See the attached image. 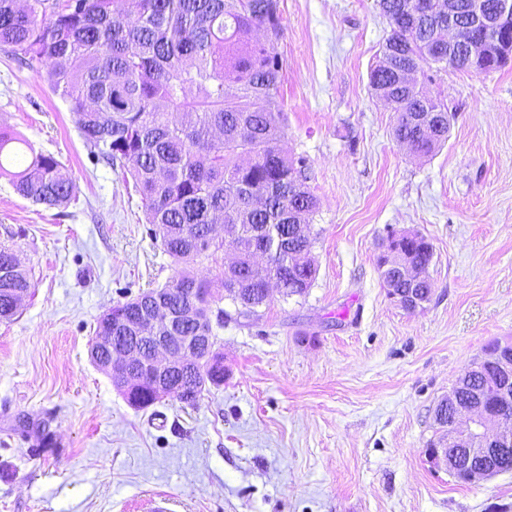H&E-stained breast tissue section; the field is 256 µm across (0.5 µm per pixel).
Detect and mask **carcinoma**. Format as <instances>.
Here are the masks:
<instances>
[{
	"label": "carcinoma",
	"mask_w": 512,
	"mask_h": 512,
	"mask_svg": "<svg viewBox=\"0 0 512 512\" xmlns=\"http://www.w3.org/2000/svg\"><path fill=\"white\" fill-rule=\"evenodd\" d=\"M0 0V46L36 71L64 99L85 142L111 165L127 169L139 193L151 234L180 266L162 287L211 288L188 269L205 259L221 267V287L239 289L257 313L270 284L288 296L311 288L317 266H288L280 245L286 229L309 223L317 206L307 186V161L278 146L286 117L279 101L285 68L275 47L282 32L279 0ZM392 30L371 70L373 94L396 112L397 142L427 156L444 141L419 133V119L440 110L405 72L420 67L489 72L506 64L448 60L434 38L441 0H380ZM20 142L0 128V176L24 198L66 207L72 182L50 153L26 144L31 157L19 171L1 160ZM232 224L230 238L210 225ZM239 260L224 268V250ZM32 288L29 271L0 243V321L19 308L16 290ZM224 380L200 371L179 401L193 406L206 386Z\"/></svg>",
	"instance_id": "obj_1"
}]
</instances>
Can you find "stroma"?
<instances>
[{"instance_id":"35a3bbf8","label":"stroma","mask_w":512,"mask_h":512,"mask_svg":"<svg viewBox=\"0 0 512 512\" xmlns=\"http://www.w3.org/2000/svg\"><path fill=\"white\" fill-rule=\"evenodd\" d=\"M280 10V147L309 164L318 272L305 296L271 288L259 316L217 328L226 377L193 407L135 410L90 362L100 315L176 266L130 176L0 48V127L52 153L75 195L50 208L0 176V242L34 284L0 322V512H150L160 494L168 512H512V471L467 484L425 455L436 403L490 341H512V63L436 72L424 90L448 106V140L416 156L368 86L391 31L378 0ZM390 226L433 246L414 312L377 267Z\"/></svg>"}]
</instances>
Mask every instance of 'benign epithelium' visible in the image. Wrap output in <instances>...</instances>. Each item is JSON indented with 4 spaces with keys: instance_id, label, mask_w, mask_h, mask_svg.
I'll return each instance as SVG.
<instances>
[{
    "instance_id": "7a95c632",
    "label": "benign epithelium",
    "mask_w": 512,
    "mask_h": 512,
    "mask_svg": "<svg viewBox=\"0 0 512 512\" xmlns=\"http://www.w3.org/2000/svg\"><path fill=\"white\" fill-rule=\"evenodd\" d=\"M447 26L440 40L448 44V57L459 53L471 57L490 53L498 46L500 30L512 24V0H499L491 11L477 0L462 4L446 0ZM414 239L412 232L388 229L386 249L380 254L381 270L400 266L401 247ZM178 299L154 292L122 305L116 320L104 323V331L93 346L108 352L110 376L134 389L148 384L160 396L178 397L183 379L200 367L222 372L215 357L212 329L206 328L199 312L206 306L210 289H177ZM401 307L414 311L427 302L421 291L402 293L387 289ZM162 325L154 336L151 328ZM474 369L489 372L495 381L491 390L469 400L459 398L458 386L434 410V419H448L446 437L428 446V462L445 469L464 483L486 480L503 473L500 461L512 448V342L500 343L485 351Z\"/></svg>"
}]
</instances>
